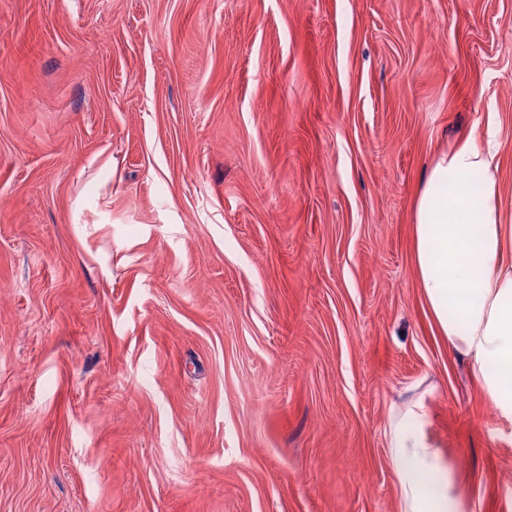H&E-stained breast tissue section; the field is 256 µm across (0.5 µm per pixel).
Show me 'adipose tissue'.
<instances>
[{"label": "adipose tissue", "mask_w": 512, "mask_h": 512, "mask_svg": "<svg viewBox=\"0 0 512 512\" xmlns=\"http://www.w3.org/2000/svg\"><path fill=\"white\" fill-rule=\"evenodd\" d=\"M498 130L457 141L433 163L414 211L413 262L430 313L467 357L500 413L512 417V226L502 221ZM401 512H467L427 429L422 400L397 409L384 432Z\"/></svg>", "instance_id": "ef3b65f1"}]
</instances>
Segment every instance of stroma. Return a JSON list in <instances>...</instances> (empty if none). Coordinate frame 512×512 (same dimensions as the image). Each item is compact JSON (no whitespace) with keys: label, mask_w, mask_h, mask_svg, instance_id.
Here are the masks:
<instances>
[{"label":"stroma","mask_w":512,"mask_h":512,"mask_svg":"<svg viewBox=\"0 0 512 512\" xmlns=\"http://www.w3.org/2000/svg\"><path fill=\"white\" fill-rule=\"evenodd\" d=\"M490 113L510 222L512 0H0V512H399L418 397L512 512L413 265Z\"/></svg>","instance_id":"stroma-1"}]
</instances>
